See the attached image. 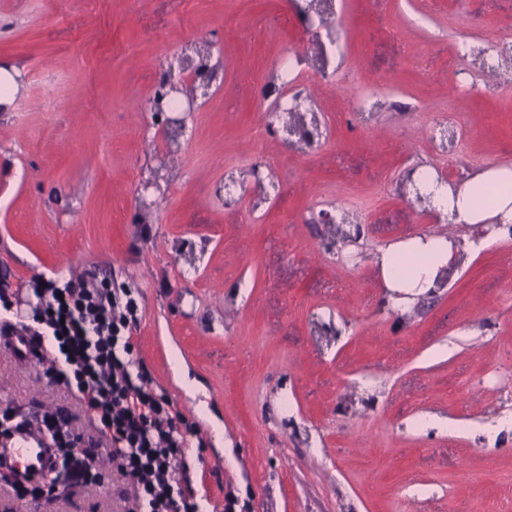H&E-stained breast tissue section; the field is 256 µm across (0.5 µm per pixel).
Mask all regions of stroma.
Returning <instances> with one entry per match:
<instances>
[{"mask_svg": "<svg viewBox=\"0 0 512 512\" xmlns=\"http://www.w3.org/2000/svg\"><path fill=\"white\" fill-rule=\"evenodd\" d=\"M345 45L311 91L321 131L284 146L255 92L307 43L293 0H0V64L19 90L0 107V295L47 283L127 288L135 352L194 425L181 464L203 512H512V237L460 251L447 282L401 297L378 257L452 232L403 196L410 167L451 181L512 166V64L501 90L460 45L512 32V0H338ZM207 53L223 80L185 133L141 110L158 72ZM379 84L362 116L349 98ZM413 104L410 112L393 103ZM345 224H317L320 211ZM39 359L0 348V416L59 412L94 429ZM117 469L57 496L0 481V512H126Z\"/></svg>", "mask_w": 512, "mask_h": 512, "instance_id": "1", "label": "stroma"}]
</instances>
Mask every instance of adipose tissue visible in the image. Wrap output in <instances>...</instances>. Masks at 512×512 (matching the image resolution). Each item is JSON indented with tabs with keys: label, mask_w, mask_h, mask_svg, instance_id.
I'll return each mask as SVG.
<instances>
[{
	"label": "adipose tissue",
	"mask_w": 512,
	"mask_h": 512,
	"mask_svg": "<svg viewBox=\"0 0 512 512\" xmlns=\"http://www.w3.org/2000/svg\"><path fill=\"white\" fill-rule=\"evenodd\" d=\"M430 207L449 222L464 226L512 222V167L491 166L459 187L430 183ZM461 246L445 236L413 238L382 251L379 270L387 288L419 295L434 287L441 269Z\"/></svg>",
	"instance_id": "ef3b65f1"
}]
</instances>
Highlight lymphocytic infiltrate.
<instances>
[{"instance_id": "f902f5d3", "label": "lymphocytic infiltrate", "mask_w": 512, "mask_h": 512, "mask_svg": "<svg viewBox=\"0 0 512 512\" xmlns=\"http://www.w3.org/2000/svg\"><path fill=\"white\" fill-rule=\"evenodd\" d=\"M32 347H53L52 378L63 381L90 413L99 439L68 432L67 420L46 418L43 433L65 434L68 445H81L72 462L82 481L102 457H109L129 485L128 512H200L197 496L176 461L183 456L186 425L180 412L150 384L134 353L132 328L137 304L127 290L108 285L46 288L35 294ZM108 454H101V441Z\"/></svg>"}]
</instances>
